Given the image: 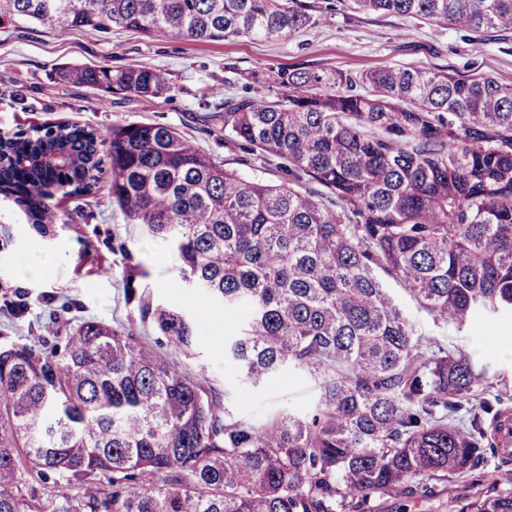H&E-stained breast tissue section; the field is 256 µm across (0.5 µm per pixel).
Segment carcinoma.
I'll return each instance as SVG.
<instances>
[{
	"instance_id": "obj_1",
	"label": "carcinoma",
	"mask_w": 512,
	"mask_h": 512,
	"mask_svg": "<svg viewBox=\"0 0 512 512\" xmlns=\"http://www.w3.org/2000/svg\"><path fill=\"white\" fill-rule=\"evenodd\" d=\"M346 2L512 30V0ZM317 22L308 0H0V25L197 42L285 41ZM59 78L130 100L180 92L147 65ZM247 80L258 95L208 104L203 121L279 161V184L225 170L165 124L103 135L61 122L0 146V191L38 225L57 193L91 195L109 171L126 221L166 245L188 285L242 312L224 361L252 386L302 371L317 401L256 427L178 358L98 321L62 351L0 346V512H377L391 495L407 512L489 452L512 464L496 439L512 408L484 397L468 357L418 333L387 286L438 324L512 316V86L416 67L366 73L370 93L340 70ZM55 154L68 161L43 163ZM139 312L174 351L197 344L187 311L142 298ZM50 472L65 486L45 502ZM448 512H512V488L474 480Z\"/></svg>"
}]
</instances>
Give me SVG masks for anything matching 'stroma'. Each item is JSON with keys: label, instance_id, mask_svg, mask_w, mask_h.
Returning a JSON list of instances; mask_svg holds the SVG:
<instances>
[{"label": "stroma", "instance_id": "1", "mask_svg": "<svg viewBox=\"0 0 512 512\" xmlns=\"http://www.w3.org/2000/svg\"><path fill=\"white\" fill-rule=\"evenodd\" d=\"M318 4V23L285 41L200 43L117 28L104 35L0 27V134L66 121L103 134L117 123H162L243 178L275 184L282 177L275 165L245 160L221 130L203 125L206 109L194 97L197 89H206L213 103L240 97L247 72L285 66L355 76L388 66L425 67L469 77L488 74L512 85V32H471L387 13L354 12L345 0ZM91 64L150 65L172 76L184 91L170 100H128L57 79L63 66ZM50 210V220L39 231L15 204L0 202V344L61 347L73 328L95 320L131 328L157 349L170 351L167 338L140 319L138 298L146 295L198 318L199 342L182 363L205 387L219 392L234 415L261 425L273 413L311 405L315 385L304 372L285 370L253 388L225 364L224 338L235 329L234 316L186 288L166 246L126 222L107 186L89 196L55 197ZM26 251L48 258L38 279L16 273V259ZM390 289L418 331L449 350L468 353L485 369L487 398L512 390V320L460 329L438 325L398 284Z\"/></svg>", "mask_w": 512, "mask_h": 512}]
</instances>
